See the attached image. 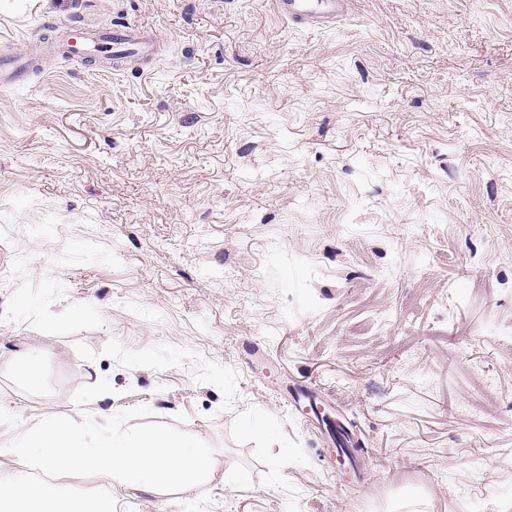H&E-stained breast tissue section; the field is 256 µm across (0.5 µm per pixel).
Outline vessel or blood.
<instances>
[{
    "mask_svg": "<svg viewBox=\"0 0 512 512\" xmlns=\"http://www.w3.org/2000/svg\"><path fill=\"white\" fill-rule=\"evenodd\" d=\"M347 0H275L277 11L294 26L326 29L342 16ZM60 53L71 57L80 47L94 45L103 48L112 59L113 67H122L130 57L150 58L155 53L152 34L132 23H115L87 28L70 24Z\"/></svg>",
    "mask_w": 512,
    "mask_h": 512,
    "instance_id": "obj_1",
    "label": "vessel or blood"
}]
</instances>
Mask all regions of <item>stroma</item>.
I'll return each instance as SVG.
<instances>
[{"label":"stroma","mask_w":512,"mask_h":512,"mask_svg":"<svg viewBox=\"0 0 512 512\" xmlns=\"http://www.w3.org/2000/svg\"><path fill=\"white\" fill-rule=\"evenodd\" d=\"M115 19L152 60L52 54ZM22 51L0 405L145 404L216 448L200 488L61 485L117 512H512V0H351L327 30L275 0H0ZM325 414L370 457L339 465Z\"/></svg>","instance_id":"1"}]
</instances>
